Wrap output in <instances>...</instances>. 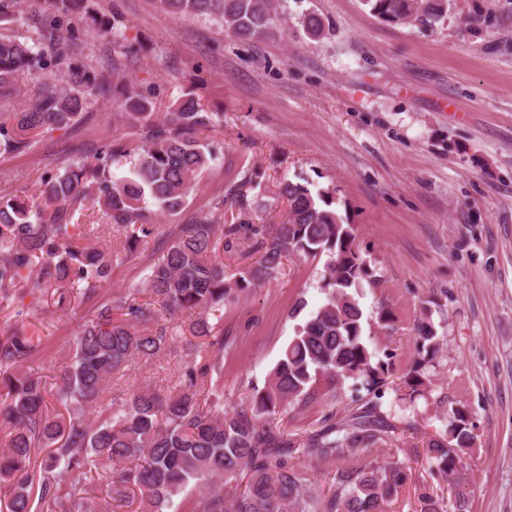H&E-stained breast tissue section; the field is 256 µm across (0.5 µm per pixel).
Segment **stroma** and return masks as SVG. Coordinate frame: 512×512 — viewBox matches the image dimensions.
Returning a JSON list of instances; mask_svg holds the SVG:
<instances>
[{"label":"stroma","mask_w":512,"mask_h":512,"mask_svg":"<svg viewBox=\"0 0 512 512\" xmlns=\"http://www.w3.org/2000/svg\"><path fill=\"white\" fill-rule=\"evenodd\" d=\"M114 23L111 37L79 24L83 59L119 74L147 95L158 114L194 93L215 113L207 140L224 156L207 170L175 224L211 212L232 184H244L255 224L284 222L285 180L335 191L336 207L356 229L355 245L375 270L362 290L370 351H391L403 374L415 324L430 314L443 350L430 399L419 400L420 428L400 436L406 449L434 434L443 401L476 412L479 464L469 472L472 512H512V0H448V17L430 27L385 21L363 0H275L272 36L237 40L212 14L172 15L161 0H89ZM315 14L324 32L304 21ZM113 103L101 100L79 126L44 133L22 155H0V196L39 204L48 170L93 158L110 141L140 138ZM149 239L98 293L120 296L157 257ZM325 256L286 260L277 278L249 289L223 311L233 344L224 355V405L246 402L263 386L297 327L325 300ZM387 308L392 329L374 315ZM93 302L57 310L40 302L30 321L44 337L38 361L55 385L68 343ZM185 347L115 376L117 388L174 386ZM349 387L279 414L281 430L317 427L344 416Z\"/></svg>","instance_id":"obj_1"}]
</instances>
